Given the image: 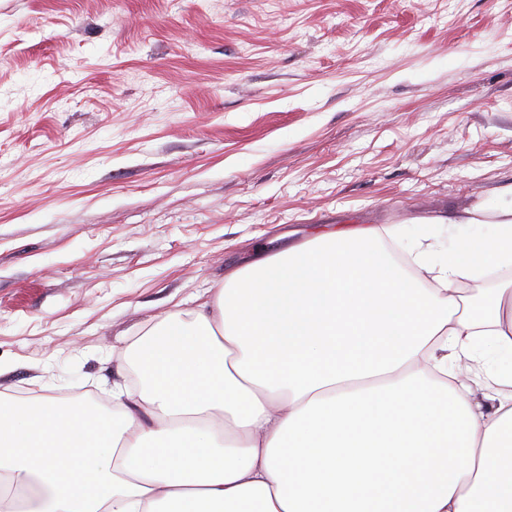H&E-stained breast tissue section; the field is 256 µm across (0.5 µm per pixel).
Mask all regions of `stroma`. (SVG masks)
I'll use <instances>...</instances> for the list:
<instances>
[{
  "mask_svg": "<svg viewBox=\"0 0 512 512\" xmlns=\"http://www.w3.org/2000/svg\"><path fill=\"white\" fill-rule=\"evenodd\" d=\"M504 200L512 0H0L2 395L109 400L258 251Z\"/></svg>",
  "mask_w": 512,
  "mask_h": 512,
  "instance_id": "obj_1",
  "label": "stroma"
}]
</instances>
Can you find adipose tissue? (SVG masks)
Wrapping results in <instances>:
<instances>
[{"label":"adipose tissue","mask_w":512,"mask_h":512,"mask_svg":"<svg viewBox=\"0 0 512 512\" xmlns=\"http://www.w3.org/2000/svg\"><path fill=\"white\" fill-rule=\"evenodd\" d=\"M461 221L497 230L413 275L367 226L258 257L131 344L109 420L0 396V512H512V205Z\"/></svg>","instance_id":"ef3b65f1"}]
</instances>
